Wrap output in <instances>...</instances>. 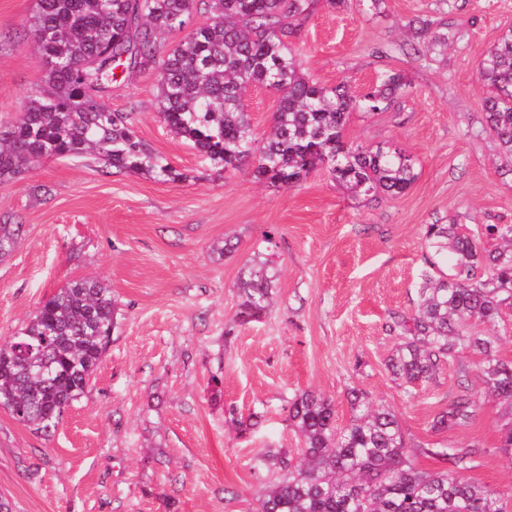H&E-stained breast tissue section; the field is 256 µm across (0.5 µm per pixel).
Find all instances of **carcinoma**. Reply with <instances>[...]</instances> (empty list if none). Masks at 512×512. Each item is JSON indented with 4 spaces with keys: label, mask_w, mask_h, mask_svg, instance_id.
<instances>
[{
    "label": "carcinoma",
    "mask_w": 512,
    "mask_h": 512,
    "mask_svg": "<svg viewBox=\"0 0 512 512\" xmlns=\"http://www.w3.org/2000/svg\"><path fill=\"white\" fill-rule=\"evenodd\" d=\"M315 0H36L29 22L43 85L20 112L0 122V184L44 159L91 157L97 163L165 182L188 175L153 151L134 130V113L114 112L103 93L115 70L150 72L156 110L165 129L189 140L222 173L253 160L252 175L292 187L326 168L338 184L371 203L405 193L417 178L415 161L391 144L351 147L345 130L354 112L375 114L406 92L402 74L386 71L359 95L348 85L323 86L302 71L290 38L312 13ZM208 21L197 24L199 10ZM434 21H414L418 42L448 46L451 33H431ZM182 38L164 49L167 34ZM486 88L484 110L504 156L512 161V26L477 67ZM251 84L277 95L263 146L242 102ZM23 227L0 223V260L15 251ZM420 301L394 316L389 332L399 348L388 368L407 388L435 384L448 362H458L459 383L431 429L469 425L483 400L469 386L468 350L479 357L486 397L512 407V361L498 356L501 337L489 330L512 306V225L429 224ZM453 248L448 271L441 260ZM272 261L255 256L239 279V319L263 314L272 298ZM485 329H479V326ZM116 327L112 289L76 280L58 289L20 332L0 346V407L25 426L49 434L61 412L79 400ZM351 417L336 422L331 400L299 395L288 409L303 442L301 453L265 452L271 462L260 512H512L504 497L461 472L484 453L474 446L450 453L407 445L392 410L355 389ZM441 467L426 470L417 454Z\"/></svg>",
    "instance_id": "cac0c4a2"
}]
</instances>
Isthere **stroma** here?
Masks as SVG:
<instances>
[{"mask_svg":"<svg viewBox=\"0 0 512 512\" xmlns=\"http://www.w3.org/2000/svg\"><path fill=\"white\" fill-rule=\"evenodd\" d=\"M34 0H0V122L40 90L29 39ZM452 28L443 54L414 53L409 20ZM512 25V0H385L372 14L318 0L294 43L304 70L362 91L386 70L412 87L387 111L352 114L345 142H392L418 176L396 199H352L321 170L291 188L256 181L250 165L215 176L156 113L154 75L125 74L106 91L135 115L138 136L177 168L158 182L92 161L51 158L0 185V220L24 227L0 261V344L40 304L77 279L112 290L117 326L84 395L51 436L0 410V496L13 512H255L268 471L262 449L297 454L288 405L330 399L339 423L350 389L396 414L409 444L484 447L467 479L512 492L499 436L512 407L485 402L471 425L433 432L458 381L405 391L388 371L390 313L413 312L426 268L427 225L512 224V173L488 129L477 66ZM272 243H264L265 233ZM234 252L219 255L225 240ZM278 268L274 304L238 319V276L255 254ZM258 428L244 429L250 415Z\"/></svg>","mask_w":512,"mask_h":512,"instance_id":"stroma-1","label":"stroma"}]
</instances>
